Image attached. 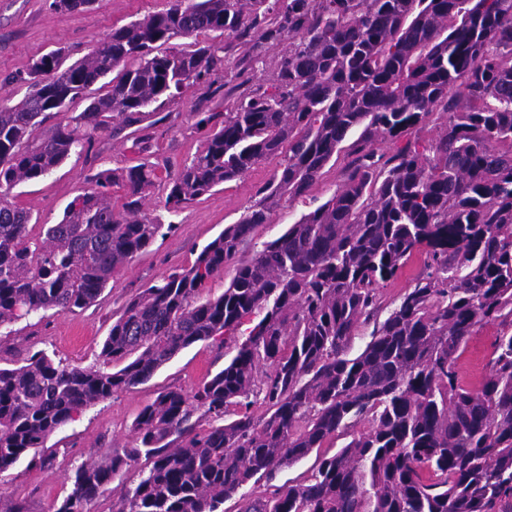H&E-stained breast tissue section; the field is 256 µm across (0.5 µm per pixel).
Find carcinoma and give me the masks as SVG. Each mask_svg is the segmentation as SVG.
Wrapping results in <instances>:
<instances>
[{
  "instance_id": "obj_1",
  "label": "carcinoma",
  "mask_w": 512,
  "mask_h": 512,
  "mask_svg": "<svg viewBox=\"0 0 512 512\" xmlns=\"http://www.w3.org/2000/svg\"><path fill=\"white\" fill-rule=\"evenodd\" d=\"M93 3L52 0L67 12ZM279 45L269 90L260 66ZM28 81L17 104L0 98V326L91 306L174 232L143 209L155 186L175 214L268 158L281 163L191 266L125 304L95 364L39 350L0 367V473L37 464L30 452L57 429L181 349L232 341L222 370L141 410L135 446L79 466L56 512H87L134 465L139 480L112 512H219L236 495L240 512H512V0H173L70 65L49 51ZM98 83L105 93L90 96ZM194 85L210 99L225 87L238 96L198 122L205 141L177 170L157 160L102 171L56 224L15 202V187L101 133L130 128L133 151H150L141 124ZM81 100L84 111L69 114ZM436 112L445 120L427 146L381 151ZM52 116L61 121L36 137ZM342 153L333 196L246 253L256 228ZM417 254L424 272L380 318V289ZM230 267L224 293L200 301ZM370 323L371 340L349 357ZM486 325L496 328L488 371L467 384L458 359ZM361 422L368 429L354 432ZM344 435L301 482L244 492Z\"/></svg>"
}]
</instances>
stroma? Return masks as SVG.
Instances as JSON below:
<instances>
[{
	"mask_svg": "<svg viewBox=\"0 0 512 512\" xmlns=\"http://www.w3.org/2000/svg\"><path fill=\"white\" fill-rule=\"evenodd\" d=\"M51 2L0 0V97L21 100L27 91L29 65L48 51L62 49L66 63H73L113 28L170 5V0H95L88 11L64 13L54 10ZM213 106V101L204 98L197 88L187 89L172 107L176 120L156 124L151 129L155 158L176 168L196 152L205 137L198 122ZM139 160V155L131 153L129 142L104 136L98 138L91 153L71 155L51 174L17 186L16 201L38 215L41 223L55 224L62 219L66 206L92 186L98 172L120 170ZM278 168V160H267L241 179L214 188L175 215L164 210V187L153 188L145 202L146 212L173 222L176 231L157 239L115 274L97 302L87 309L76 313L50 310L13 323L10 334H0V365L12 366L26 353L36 350L46 351L54 360L73 366L93 365L113 319L126 302L171 268L193 262L226 225L239 220ZM342 181V165L326 166L309 196L282 202L271 223L256 228L255 242L279 237L290 224L330 198ZM494 336V327L486 326L470 338L458 360L465 381H478L486 372ZM235 353L231 344L219 349L207 342L195 343L182 349L145 384L114 393L112 398L83 411L46 440L42 451L47 459L45 465L31 467L21 462L0 474V512H53L57 501L70 492V478L78 466L134 446L132 424L159 391H190L206 375L220 371ZM346 443L343 437L328 440L318 455L283 467L273 482L261 481L249 485L248 490L252 495L262 496L272 486L299 483L317 457L331 456Z\"/></svg>",
	"mask_w": 512,
	"mask_h": 512,
	"instance_id": "1",
	"label": "stroma"
}]
</instances>
